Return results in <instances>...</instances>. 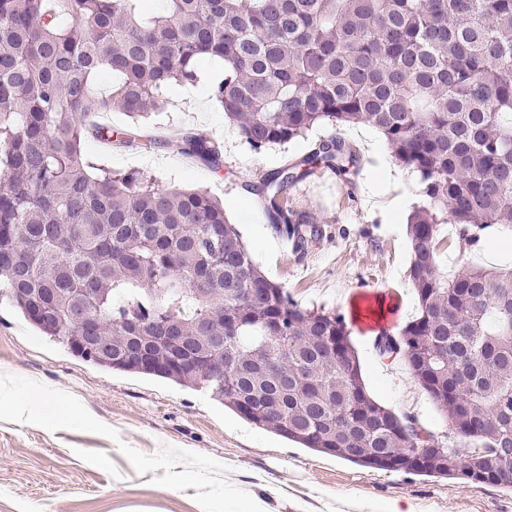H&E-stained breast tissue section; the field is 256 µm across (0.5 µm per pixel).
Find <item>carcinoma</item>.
Instances as JSON below:
<instances>
[{
	"label": "carcinoma",
	"mask_w": 512,
	"mask_h": 512,
	"mask_svg": "<svg viewBox=\"0 0 512 512\" xmlns=\"http://www.w3.org/2000/svg\"><path fill=\"white\" fill-rule=\"evenodd\" d=\"M0 0V282L45 336L77 335L92 312L112 336V369L134 328L198 337L166 379L202 388L241 417L306 448L369 466L377 451L423 448L434 433L366 390L345 318L295 302L259 270L203 189H165L93 164L92 138L132 145V126L163 89L224 61L210 95L253 149L316 125L379 130L416 173L423 204L407 224L419 312L382 354L401 357L449 419L448 459L497 472L512 442V267L463 262L440 272V226L477 245L512 228V0ZM182 153L220 167L214 142L188 133ZM358 157L338 137L294 172L255 187L274 229L302 248L321 233L293 222L288 192L319 168L346 176ZM47 305L41 321L31 309ZM224 337L214 347L209 337ZM224 359V372L208 368Z\"/></svg>",
	"instance_id": "carcinoma-1"
}]
</instances>
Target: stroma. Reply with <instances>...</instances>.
Instances as JSON below:
<instances>
[{
  "label": "stroma",
  "instance_id": "stroma-1",
  "mask_svg": "<svg viewBox=\"0 0 512 512\" xmlns=\"http://www.w3.org/2000/svg\"><path fill=\"white\" fill-rule=\"evenodd\" d=\"M223 73L211 60L192 94L176 84L166 89L165 109L143 123L159 148L91 140L89 158L166 188H204L222 200L269 280L301 307L345 316L371 396L448 440L446 416L405 361L380 358L373 339L418 314L406 226L422 202L417 175L396 163L384 136L365 124L317 126L286 144L252 150L208 94ZM188 132L215 142L220 172L182 153ZM334 136L357 155V169L346 180L323 169L295 185L289 209L322 233L305 250L283 249L253 187ZM370 168L381 172L375 192L399 198V212L366 206L362 173ZM506 237L489 235L477 247L451 237L440 248V268L454 273L462 258L510 265L512 250L500 247ZM2 375L8 385L0 388V512H247L255 500L262 512H512V488L363 467L256 427L204 389L84 361L41 335L0 294ZM31 387L44 393L36 412L17 399ZM62 399L78 421L59 417Z\"/></svg>",
  "mask_w": 512,
  "mask_h": 512
}]
</instances>
